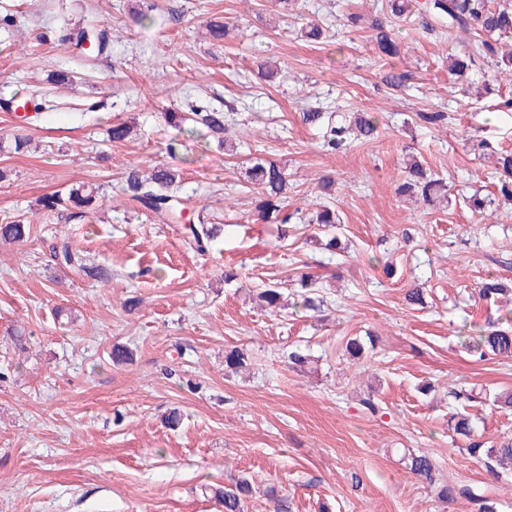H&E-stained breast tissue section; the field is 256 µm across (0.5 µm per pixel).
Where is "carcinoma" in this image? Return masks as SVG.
Returning <instances> with one entry per match:
<instances>
[{
  "label": "carcinoma",
  "instance_id": "carcinoma-1",
  "mask_svg": "<svg viewBox=\"0 0 512 512\" xmlns=\"http://www.w3.org/2000/svg\"><path fill=\"white\" fill-rule=\"evenodd\" d=\"M419 8L439 25H448L447 39L450 42L456 40L454 32L457 30L472 33L473 38L461 43L459 52L448 56V73L456 80L496 56L497 44L501 38L512 37V6L509 4L493 7L490 0H430L428 4H419ZM372 28L376 31L375 40L381 54L387 57L396 56L398 46L391 37V29L381 22L374 23ZM110 37L112 32L106 29L82 28L76 32L75 46L81 50L84 66L94 65L95 58L105 50ZM233 112L232 107L227 108L225 113L203 109L189 115L171 112L168 119L176 127L187 120L192 121L195 132L206 138H216L218 146L232 152L234 147L227 145L222 134L226 131V123L233 120ZM302 116L306 124L320 128L321 148L328 154L342 153L356 144L370 140L379 121L378 116L369 112H355L349 116L344 112L309 110L302 113ZM501 176L503 179L500 180L499 192L505 201L512 202V154L502 158ZM248 179L257 186L259 200L255 210L258 219L272 224L285 223L288 217H280V203L288 189V172L276 162L265 160L249 168ZM180 180L179 170L173 167L158 165L146 178L133 169L126 177V191L133 201L155 213L161 220L176 221L181 219L182 210L167 190L178 185ZM401 191L417 196L429 205L448 202L446 185L442 179L427 173L417 162L409 167L406 180L401 184ZM96 196L97 189L80 185L70 189L65 195L55 193L44 197L42 207L51 212L66 210L69 217L81 220L90 213V205ZM308 223L331 226L340 223V217L331 207L322 205ZM189 230L196 248L203 252L216 238L217 226L201 222L191 225ZM29 234L30 225L21 220L0 224V240L3 242L21 243ZM55 257L78 273H92V267L88 266L81 251L67 243L55 252ZM317 283L318 277L310 272L298 275V285L301 288L298 292L300 306L306 311L319 312L326 304L325 297L319 294ZM508 293H512V283L506 285L497 279H487L478 288V295L484 300H496ZM258 297L267 307L276 308L280 306L283 293L272 282L261 289ZM368 345L375 346V336L370 332L363 337L348 338L345 351L356 359L363 355ZM467 348L480 361L489 356L512 358V319L494 322L488 328L480 330L468 342ZM448 428L467 440L466 450L469 455L479 459L489 472L495 474L502 465L512 463V438L486 446V442L476 434L471 414L465 411L451 413ZM407 467L418 479L438 490L441 497L452 501L464 498L474 504L477 512H497L493 498L463 480L450 476L448 482L438 485V467L431 456L424 453L411 454ZM249 493L251 487L245 479L237 482L233 488L220 491L224 512H243L242 496Z\"/></svg>",
  "mask_w": 512,
  "mask_h": 512
}]
</instances>
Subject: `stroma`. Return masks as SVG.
<instances>
[{
    "instance_id": "stroma-1",
    "label": "stroma",
    "mask_w": 512,
    "mask_h": 512,
    "mask_svg": "<svg viewBox=\"0 0 512 512\" xmlns=\"http://www.w3.org/2000/svg\"><path fill=\"white\" fill-rule=\"evenodd\" d=\"M382 3L298 0L286 15L275 0H0V18L14 20L0 26V224L31 222L27 241L0 243V512H224L214 489L242 478L254 488L244 512H272L270 488L293 512H475L416 479L409 453L433 455L512 512V471L492 480L448 429V393L463 387L483 441L512 436V414L493 404L512 389V358L480 361L460 345L501 315L473 290L512 280V205L482 214L465 203L496 193L494 163L472 144L512 151V114L499 109L512 84L474 71L452 83L450 44L417 14L393 23L399 53L381 58L371 24L388 20ZM214 19L224 39L208 35ZM310 22L319 39L302 36ZM102 25L112 45L82 66L71 34ZM390 71L410 72L415 87H391ZM35 88L44 109L10 111ZM228 104L233 155L166 119ZM311 107L375 112L379 125L330 155L301 119ZM421 112L448 120L427 125ZM120 122L133 133L115 143ZM19 138L29 144L18 152ZM410 156L447 182V209L398 194ZM259 158L288 170L286 234L256 218L246 171ZM162 164L181 169L190 216L219 226L207 251L186 225L130 201L126 171ZM82 184L104 196L88 220L42 211L43 196ZM319 203L340 224L310 223ZM331 234L345 255L324 249ZM65 240L97 275L57 262ZM305 264L325 312L292 306ZM230 268L239 277L228 283ZM270 282L285 307L259 306ZM415 285L424 305L405 301ZM367 331L375 348L350 358L346 339ZM116 345L131 361L113 364ZM234 347L248 356L235 373L224 366ZM295 348L304 366L289 363Z\"/></svg>"
}]
</instances>
